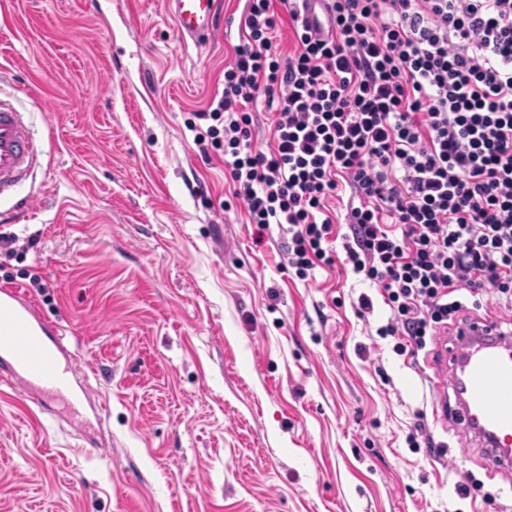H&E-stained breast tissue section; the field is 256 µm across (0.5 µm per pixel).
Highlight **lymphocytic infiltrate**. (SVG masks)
<instances>
[{"instance_id":"lymphocytic-infiltrate-1","label":"lymphocytic infiltrate","mask_w":512,"mask_h":512,"mask_svg":"<svg viewBox=\"0 0 512 512\" xmlns=\"http://www.w3.org/2000/svg\"><path fill=\"white\" fill-rule=\"evenodd\" d=\"M246 0L243 42L195 142L224 152L234 196L277 227L307 278L344 264L380 290L377 333L418 355L465 309L512 310V0ZM289 20L294 51L273 40ZM264 99L271 143L255 150ZM351 190L348 231L327 212Z\"/></svg>"}]
</instances>
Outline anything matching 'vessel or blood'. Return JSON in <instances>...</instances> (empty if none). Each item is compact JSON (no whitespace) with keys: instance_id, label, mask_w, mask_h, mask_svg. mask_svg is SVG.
Instances as JSON below:
<instances>
[{"instance_id":"b4317fda","label":"vessel or blood","mask_w":512,"mask_h":512,"mask_svg":"<svg viewBox=\"0 0 512 512\" xmlns=\"http://www.w3.org/2000/svg\"><path fill=\"white\" fill-rule=\"evenodd\" d=\"M221 0H165L182 41L210 40L217 31ZM43 151L24 113L0 101V194L25 180ZM438 367L448 394L435 411L477 439L486 473L512 469V329L489 316L461 315L440 340ZM46 334L31 308L11 290L0 291V380H21L41 393L81 403L74 389L75 360Z\"/></svg>"}]
</instances>
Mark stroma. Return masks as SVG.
I'll return each instance as SVG.
<instances>
[{
  "label": "stroma",
  "mask_w": 512,
  "mask_h": 512,
  "mask_svg": "<svg viewBox=\"0 0 512 512\" xmlns=\"http://www.w3.org/2000/svg\"><path fill=\"white\" fill-rule=\"evenodd\" d=\"M163 2L0 0V99L45 150L0 195V267L90 397L0 383V512H512V471L432 413L433 352L377 335L363 276L297 278L200 154L244 0L203 47ZM420 420L447 458L408 446Z\"/></svg>",
  "instance_id": "35a3bbf8"
}]
</instances>
